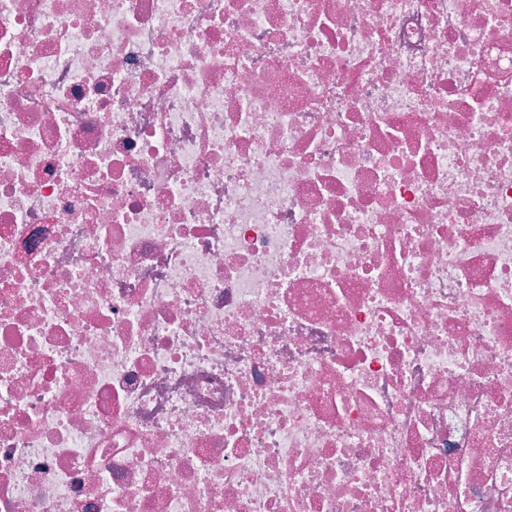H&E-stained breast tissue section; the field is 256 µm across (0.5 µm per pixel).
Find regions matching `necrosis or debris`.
<instances>
[{"label":"necrosis or debris","instance_id":"1","mask_svg":"<svg viewBox=\"0 0 512 512\" xmlns=\"http://www.w3.org/2000/svg\"><path fill=\"white\" fill-rule=\"evenodd\" d=\"M0 512H512V0H0Z\"/></svg>","mask_w":512,"mask_h":512}]
</instances>
